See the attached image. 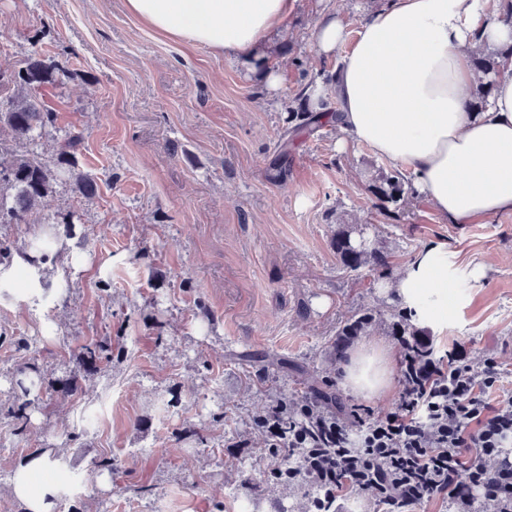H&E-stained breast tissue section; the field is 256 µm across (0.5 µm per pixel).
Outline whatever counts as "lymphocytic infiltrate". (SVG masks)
Listing matches in <instances>:
<instances>
[{"instance_id": "lymphocytic-infiltrate-1", "label": "lymphocytic infiltrate", "mask_w": 512, "mask_h": 512, "mask_svg": "<svg viewBox=\"0 0 512 512\" xmlns=\"http://www.w3.org/2000/svg\"><path fill=\"white\" fill-rule=\"evenodd\" d=\"M400 368V402L384 415L358 418L354 430L313 406L269 405L262 418L269 449L300 459L286 469L288 479L314 484L315 512H339L342 500L362 492L378 512H413L432 497L449 512H477L480 497L512 512V458L501 453L512 439V404L486 396L497 381L494 364L477 371L460 352L423 359L408 347Z\"/></svg>"}]
</instances>
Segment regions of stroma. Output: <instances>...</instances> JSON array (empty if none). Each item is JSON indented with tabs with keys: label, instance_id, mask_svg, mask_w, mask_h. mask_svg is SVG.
<instances>
[{
	"label": "stroma",
	"instance_id": "obj_1",
	"mask_svg": "<svg viewBox=\"0 0 512 512\" xmlns=\"http://www.w3.org/2000/svg\"><path fill=\"white\" fill-rule=\"evenodd\" d=\"M377 3L297 0L271 88L155 33L125 0H0V70L34 54L60 69L41 93L56 120L39 152L81 133V167L99 185L85 198L58 182L27 223L0 224L15 256L38 233L58 240L48 291L0 295V405L19 368L43 377L26 436L0 414V512H25L13 473L43 449L62 455L85 512H312L310 483L274 477L296 460L269 451L266 408L326 380L350 424L354 407L379 416L403 391L391 334L403 303L371 268L339 267L340 216L398 271L425 245L447 247L448 313L411 324L433 356L459 344L474 370L495 363L493 396L512 399V213L460 226L413 193L384 210L370 186L394 166L340 146L331 123L296 133L285 173L270 169L299 92L347 53L320 54L313 28L332 13L356 33ZM364 312L377 328L337 346V326ZM105 336L111 364L80 373L82 346ZM370 343L393 364L388 389L363 398L341 369ZM76 372L72 395L61 382ZM101 455L113 471L92 467Z\"/></svg>",
	"mask_w": 512,
	"mask_h": 512
}]
</instances>
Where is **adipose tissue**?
<instances>
[{
  "label": "adipose tissue",
  "mask_w": 512,
  "mask_h": 512,
  "mask_svg": "<svg viewBox=\"0 0 512 512\" xmlns=\"http://www.w3.org/2000/svg\"><path fill=\"white\" fill-rule=\"evenodd\" d=\"M295 0H126L128 11L171 40L203 46L263 67L285 37ZM312 39L330 54L349 45L336 76L341 131L378 156L409 170L417 195L450 223L471 224L512 212V25L487 13L483 0H386L369 12L357 36L336 16L324 17ZM479 50L503 51L486 107L472 111ZM394 288L412 313L422 294L448 308V250H419ZM388 350L363 346L344 372L353 392L370 397L390 380Z\"/></svg>",
  "instance_id": "obj_1"
}]
</instances>
